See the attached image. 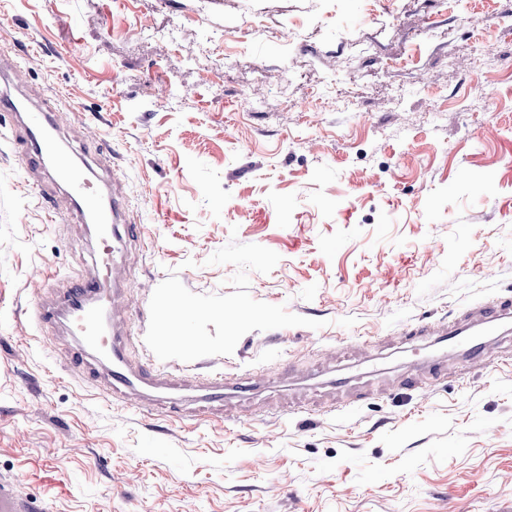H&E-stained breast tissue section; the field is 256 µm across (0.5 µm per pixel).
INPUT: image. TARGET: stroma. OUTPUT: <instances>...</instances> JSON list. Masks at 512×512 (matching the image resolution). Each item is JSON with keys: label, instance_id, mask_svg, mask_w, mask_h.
<instances>
[{"label": "stroma", "instance_id": "1", "mask_svg": "<svg viewBox=\"0 0 512 512\" xmlns=\"http://www.w3.org/2000/svg\"><path fill=\"white\" fill-rule=\"evenodd\" d=\"M2 50L154 242L115 256L137 360L170 274L232 293L233 241L280 257L253 299L322 323L168 361L251 373L222 413L111 404L34 318L95 236L0 112V476L36 512H512V332L439 380L404 352L512 297V0H0Z\"/></svg>", "mask_w": 512, "mask_h": 512}]
</instances>
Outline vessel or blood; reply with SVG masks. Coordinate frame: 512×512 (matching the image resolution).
<instances>
[{"label":"vessel or blood","mask_w":512,"mask_h":512,"mask_svg":"<svg viewBox=\"0 0 512 512\" xmlns=\"http://www.w3.org/2000/svg\"><path fill=\"white\" fill-rule=\"evenodd\" d=\"M17 130L25 140L28 170L43 175L42 180L31 182L32 193L48 202L52 196L46 191L47 184L63 183L70 199L77 203L81 219L95 221L99 242V272L81 277L58 303L38 305L40 318L50 322L68 318L75 342L74 365L90 366L112 400H127L129 395L147 388L178 389L182 381L171 373L159 368L149 371L129 361L126 342L115 328L114 314L120 293L113 285V257L115 243L122 238L117 220L122 207L118 195L100 199L86 172L68 153L56 149L58 125L49 105L26 113ZM510 320L512 300L504 299L493 306L478 308L475 320L444 326L439 332V342L449 354L474 362L483 353V335ZM200 389L209 403L220 406L225 398L248 392L250 385L243 376L217 372L203 378ZM29 510L27 501L15 492L11 480L1 477L0 512Z\"/></svg>","instance_id":"obj_1"}]
</instances>
